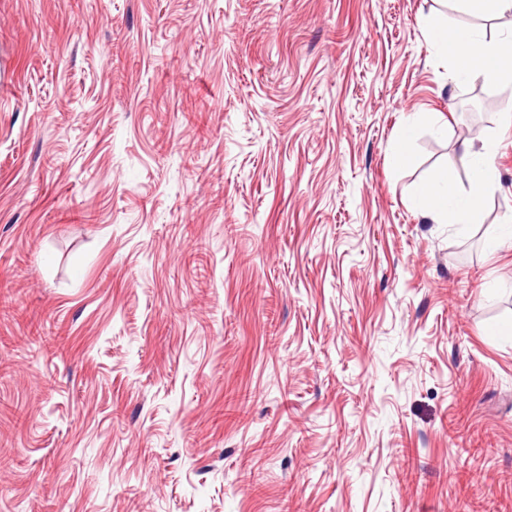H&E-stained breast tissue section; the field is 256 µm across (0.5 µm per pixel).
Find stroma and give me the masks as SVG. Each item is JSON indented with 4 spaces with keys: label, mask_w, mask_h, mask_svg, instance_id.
I'll use <instances>...</instances> for the list:
<instances>
[{
    "label": "stroma",
    "mask_w": 512,
    "mask_h": 512,
    "mask_svg": "<svg viewBox=\"0 0 512 512\" xmlns=\"http://www.w3.org/2000/svg\"><path fill=\"white\" fill-rule=\"evenodd\" d=\"M435 16L512 29L0 0V512H512V127ZM488 137L478 223L424 217ZM414 132L415 122L413 120H407L401 127L393 143L392 155L395 164L402 166L410 162L411 143L414 139Z\"/></svg>",
    "instance_id": "1"
}]
</instances>
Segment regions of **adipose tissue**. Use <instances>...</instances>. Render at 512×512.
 <instances>
[{"label":"adipose tissue","instance_id":"1","mask_svg":"<svg viewBox=\"0 0 512 512\" xmlns=\"http://www.w3.org/2000/svg\"><path fill=\"white\" fill-rule=\"evenodd\" d=\"M427 27L434 34L430 41L434 53L456 63L454 78L498 87L506 94L507 109L512 112V34L489 42L474 28L451 27L439 19L430 20ZM496 152L497 144L492 140L468 146L466 159L472 176L465 194L456 193L453 171H435L417 190V205L423 215L438 224L475 223L482 199L497 179L493 164Z\"/></svg>","mask_w":512,"mask_h":512}]
</instances>
